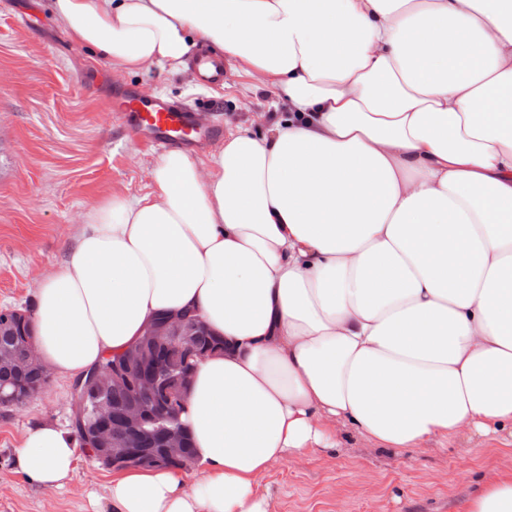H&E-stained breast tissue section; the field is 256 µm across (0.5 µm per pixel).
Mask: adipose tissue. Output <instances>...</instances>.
Listing matches in <instances>:
<instances>
[{
    "mask_svg": "<svg viewBox=\"0 0 512 512\" xmlns=\"http://www.w3.org/2000/svg\"><path fill=\"white\" fill-rule=\"evenodd\" d=\"M107 66L206 49L274 90L265 131L207 161L164 153L141 197L91 207L35 290L38 356L76 379L158 313L193 310L201 359L182 420L196 472L113 471V512H270L259 480L338 445L464 436L512 445V0H51ZM71 430L29 426L45 490ZM466 512H512V469Z\"/></svg>",
    "mask_w": 512,
    "mask_h": 512,
    "instance_id": "obj_1",
    "label": "adipose tissue"
}]
</instances>
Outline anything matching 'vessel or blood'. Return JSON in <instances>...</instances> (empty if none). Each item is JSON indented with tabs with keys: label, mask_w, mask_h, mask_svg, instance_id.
Here are the masks:
<instances>
[{
	"label": "vessel or blood",
	"mask_w": 512,
	"mask_h": 512,
	"mask_svg": "<svg viewBox=\"0 0 512 512\" xmlns=\"http://www.w3.org/2000/svg\"><path fill=\"white\" fill-rule=\"evenodd\" d=\"M194 66L200 79L211 85L223 83L229 70L223 59L211 55L197 57ZM112 110L114 118L126 123L135 136L158 149L174 145L194 150L205 139L217 135L213 128L206 135H199L197 119L192 110L135 90L115 93Z\"/></svg>",
	"instance_id": "1"
}]
</instances>
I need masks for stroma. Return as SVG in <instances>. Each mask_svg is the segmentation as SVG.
<instances>
[{
  "label": "stroma",
  "mask_w": 512,
  "mask_h": 512,
  "mask_svg": "<svg viewBox=\"0 0 512 512\" xmlns=\"http://www.w3.org/2000/svg\"><path fill=\"white\" fill-rule=\"evenodd\" d=\"M0 310L28 309L37 284L66 260L90 206L152 192L158 158L114 121L112 97L137 89L191 107L203 122L253 129L274 112V93L240 70L201 87L192 67L109 69L70 41L50 0H0ZM70 380L51 375L39 396L0 408V512H96L110 468L80 453L65 488L36 487L15 463L24 428L73 422ZM335 449L274 466L260 482L271 512H464L487 475L512 467V447L450 440L428 449L374 448L352 428Z\"/></svg>",
  "instance_id": "1"
}]
</instances>
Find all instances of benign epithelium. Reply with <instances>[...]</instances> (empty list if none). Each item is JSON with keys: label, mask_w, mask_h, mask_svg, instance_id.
Listing matches in <instances>:
<instances>
[{"label": "benign epithelium", "mask_w": 512, "mask_h": 512, "mask_svg": "<svg viewBox=\"0 0 512 512\" xmlns=\"http://www.w3.org/2000/svg\"><path fill=\"white\" fill-rule=\"evenodd\" d=\"M188 317L187 313H173L162 321H149L142 332L143 340L134 352L110 367L94 369L87 380L74 383L77 419H82L87 413L91 414L92 440L97 447L107 451L104 459L114 468L138 463L145 451L132 442L111 438L107 422L112 415V406L105 400L88 402L90 389L98 384L135 390L148 386L158 392L166 403V409L150 408L135 402L122 414L124 425L140 436L148 432V426H154L161 433L163 459H176L186 468L194 463L193 458L185 453L187 437L179 413L171 409L176 396L183 392L184 386L191 379L192 366L175 348V342L186 335ZM24 343L27 366L36 369L44 380H49L51 369L37 355L32 338L24 336Z\"/></svg>", "instance_id": "benign-epithelium-1"}]
</instances>
